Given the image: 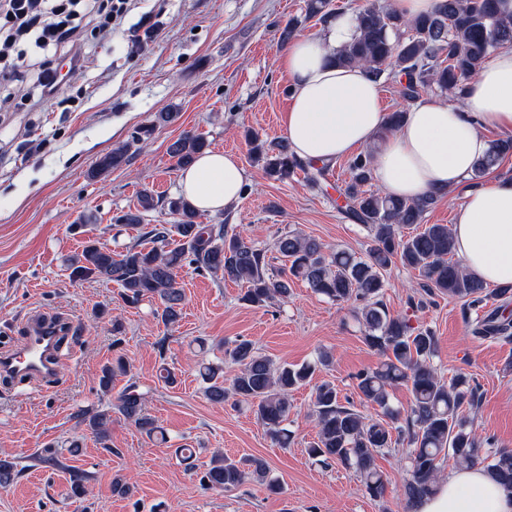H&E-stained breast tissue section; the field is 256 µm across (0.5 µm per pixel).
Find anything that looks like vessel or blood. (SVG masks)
Masks as SVG:
<instances>
[{"instance_id": "vessel-or-blood-1", "label": "vessel or blood", "mask_w": 512, "mask_h": 512, "mask_svg": "<svg viewBox=\"0 0 512 512\" xmlns=\"http://www.w3.org/2000/svg\"><path fill=\"white\" fill-rule=\"evenodd\" d=\"M71 328V323L65 320L32 318L24 340L13 348L0 351V377L52 381L57 373L62 340Z\"/></svg>"}]
</instances>
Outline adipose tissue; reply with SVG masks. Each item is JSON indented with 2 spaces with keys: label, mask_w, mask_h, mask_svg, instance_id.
<instances>
[{
  "label": "adipose tissue",
  "mask_w": 512,
  "mask_h": 512,
  "mask_svg": "<svg viewBox=\"0 0 512 512\" xmlns=\"http://www.w3.org/2000/svg\"><path fill=\"white\" fill-rule=\"evenodd\" d=\"M355 32L354 17L339 15L322 34L297 39L280 54L292 90L281 125L293 151L304 160L331 162L371 145L375 176L389 195L417 200L463 190L451 226L457 257L483 282L512 284V178L469 182L475 162L490 149L485 128L512 130V48L479 66L462 104L421 101L385 137L378 83L364 67L333 59ZM245 181L235 153L210 150L180 171L178 187L195 209L216 214L240 199ZM415 512H512V493L482 469H457Z\"/></svg>",
  "instance_id": "obj_1"
}]
</instances>
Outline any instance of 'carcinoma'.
<instances>
[{"instance_id":"carcinoma-1","label":"carcinoma","mask_w":512,"mask_h":512,"mask_svg":"<svg viewBox=\"0 0 512 512\" xmlns=\"http://www.w3.org/2000/svg\"><path fill=\"white\" fill-rule=\"evenodd\" d=\"M305 14L327 22L333 17L331 0H306ZM355 21L356 35L336 52V63L361 65L377 80L386 74L399 76L404 80L401 96L407 102L418 100L433 87L464 98L479 65L495 50L512 45V18L500 14L498 0H437L433 10L413 19L402 17L392 7L369 6L355 14ZM245 139L252 161L270 178L286 181L301 169L315 184L328 170L326 164L318 167L314 161L298 160L285 139L267 142L252 131L245 133ZM206 147L203 136L186 132L169 145L168 153L182 167ZM509 155L512 138L494 141L488 154L474 164L471 178L484 177ZM127 162L128 145H119L99 159L91 175L96 177ZM372 163L371 151L350 160L349 181L343 189L345 214L368 233L363 257L346 250L328 253L317 240L288 232L274 243V250L285 262V268L275 275L267 249L248 243L224 224L198 223V212L177 198L168 201V208L179 216L178 222L155 224L144 232L153 247L132 245L115 253L90 242L70 263L71 276L80 281L115 283L128 306L145 299L157 301L154 315L167 328L182 318L185 295L177 278L185 267L246 284L241 301L257 308L276 298L288 299L291 284L302 280L330 301L354 307L356 319L365 328L364 342L380 356L378 366L357 374L356 388L361 402L379 406L385 415L375 419L351 403L346 405L333 382L321 383L313 398L318 433L307 448L309 457L324 466L340 464L352 470L361 491L380 498L387 481L376 459L403 446L407 479L402 496L410 510L437 489L444 453L452 455L460 468H483L512 493V448H484L492 440L480 439L474 422L463 413V406L476 397L470 378L464 373L448 381L439 376L433 366L437 353L433 331L413 326L408 315L392 314L383 303L385 275L397 262L419 272L426 295H448L474 307L492 293L508 297L512 287L490 290L452 260L454 244L448 225L423 223L437 199L408 200L364 190L372 179ZM154 207V196L146 192L138 206L119 221L139 227L143 212ZM472 332L482 339L512 337V318L491 311L476 318ZM225 356L240 370L226 387L222 368L205 367L208 398L216 403L231 398L236 404L248 405L270 439L288 446L290 433L285 422L291 412V392L312 380L318 366H328L329 356L322 354L318 362L300 366L277 363L246 338L233 341ZM128 371L125 358L114 359L101 369L100 388L110 391L112 382ZM397 385L407 386L412 393L403 417L388 406L389 389ZM114 411L149 437L158 431L145 410L143 395L131 384L119 393L113 411L80 409L75 414L108 452L112 451L109 433ZM249 481L283 492L264 459H236L221 452L212 457L200 485L206 490H233Z\"/></svg>"}]
</instances>
